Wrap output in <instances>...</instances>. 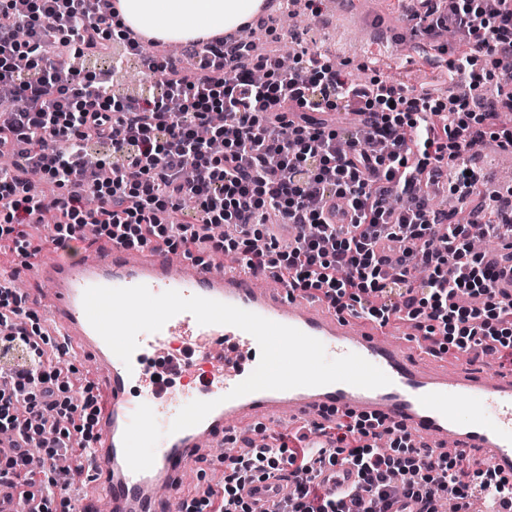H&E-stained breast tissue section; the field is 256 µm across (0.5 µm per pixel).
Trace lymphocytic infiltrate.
<instances>
[{
  "instance_id": "f902f5d3",
  "label": "lymphocytic infiltrate",
  "mask_w": 512,
  "mask_h": 512,
  "mask_svg": "<svg viewBox=\"0 0 512 512\" xmlns=\"http://www.w3.org/2000/svg\"><path fill=\"white\" fill-rule=\"evenodd\" d=\"M506 0H413V35L435 43L431 67L456 91L449 97L409 90L399 81L362 82L335 59L302 52L296 66L255 53L242 31L188 46L190 73L176 58L145 52L143 38L118 24L117 0H0V86L14 102L0 110V244L31 246L27 228L46 224L62 244L95 225L99 236L130 248L148 244L185 253L211 250L256 270L277 272L292 291H317L339 312L380 326L411 323L439 351L473 350L512 361V301L501 298L488 254L470 247L480 225L512 251V208L472 207L480 190L469 158L486 140L512 154V7ZM108 55L110 73L71 67L74 58ZM135 56L154 95L117 77ZM494 84L492 99L481 97ZM286 112L299 121L285 123ZM335 112L367 115L365 125L336 127ZM107 145L109 178L87 168L90 144ZM448 183L458 206L433 207L431 191ZM192 224L174 222L184 200ZM299 225L288 245L270 220ZM217 224L233 236L218 238ZM50 338L12 282H0V431L17 445L0 457V484L18 489L29 512H49L71 469L56 465L72 436L90 444L95 396H72L61 369L45 357ZM327 447L310 448L300 432L279 435L252 453L224 460L221 504L211 512H258L247 484L281 476L289 497L275 512H436L442 497L456 512L474 500H512V478L484 467H458L455 456L415 446L395 425L354 418L337 423ZM39 448L43 478L34 482L29 452ZM348 467L355 490L318 482L314 467ZM409 480L396 491L392 471Z\"/></svg>"
}]
</instances>
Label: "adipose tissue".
I'll return each mask as SVG.
<instances>
[{
	"label": "adipose tissue",
	"instance_id": "obj_1",
	"mask_svg": "<svg viewBox=\"0 0 512 512\" xmlns=\"http://www.w3.org/2000/svg\"><path fill=\"white\" fill-rule=\"evenodd\" d=\"M264 0H119V22L149 40L189 44L254 18Z\"/></svg>",
	"mask_w": 512,
	"mask_h": 512
}]
</instances>
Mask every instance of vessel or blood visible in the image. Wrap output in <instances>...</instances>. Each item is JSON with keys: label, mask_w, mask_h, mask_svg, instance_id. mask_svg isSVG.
<instances>
[{"label": "vessel or blood", "mask_w": 512, "mask_h": 512, "mask_svg": "<svg viewBox=\"0 0 512 512\" xmlns=\"http://www.w3.org/2000/svg\"><path fill=\"white\" fill-rule=\"evenodd\" d=\"M29 279L43 287L51 306L50 333L95 361L92 383L100 387L97 426L89 450L96 496L106 512H178L192 496L221 497V484L209 480L185 486L193 459L220 448L226 437L256 420L274 426L288 420L308 425V439L323 443L318 426L335 424L343 414L375 417L400 425L418 442L450 454H475L480 463L512 476V367L474 369L440 363L425 345L407 347L384 328L331 311L323 301L292 296L286 288H261L258 272L211 260L203 264L175 261L161 250H135L103 240L87 247L80 258L60 251L35 259ZM146 285L152 293L176 290L199 295L295 327L319 339L328 357L358 354L384 371L391 385L363 389L346 383L265 390L236 399L230 391L247 378L260 360L255 338L228 325H202L187 312L177 314L160 331L143 333L130 364L110 350L88 322L82 303L91 286ZM194 337L208 365L171 363L183 378L181 388L153 377L147 354L166 353L174 339ZM194 400L216 401L200 424L170 433L180 409ZM148 404L168 434L158 443L153 466L132 472L123 453V432L140 404ZM288 492L281 482L246 486V496L260 512H270Z\"/></svg>", "instance_id": "1"}]
</instances>
